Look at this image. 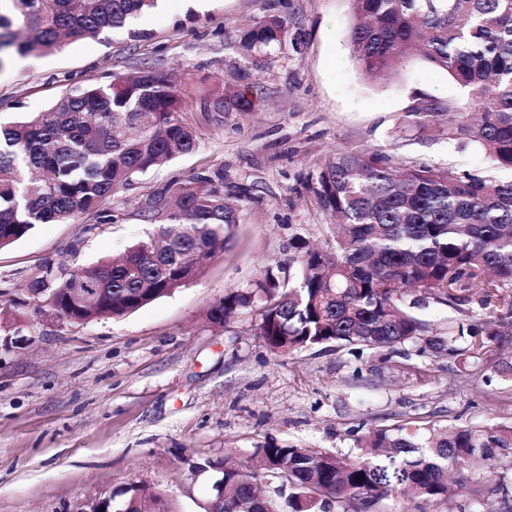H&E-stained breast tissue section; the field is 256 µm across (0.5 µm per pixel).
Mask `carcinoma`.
<instances>
[{"label":"carcinoma","mask_w":512,"mask_h":512,"mask_svg":"<svg viewBox=\"0 0 512 512\" xmlns=\"http://www.w3.org/2000/svg\"><path fill=\"white\" fill-rule=\"evenodd\" d=\"M0 11V50L41 55L65 42L95 38L127 26L157 0H8ZM349 38L357 64L374 78L419 57L448 72L468 91L475 119L448 118V139L482 148L497 169L512 171V0H355ZM302 34L290 20L264 12L234 28L241 88L213 95L216 112L248 110L253 72ZM179 91L166 75L145 67L134 76L77 87L48 108L0 125V249L40 224H65L94 213L117 215L99 204L162 161L191 153L194 131L181 123ZM314 199L333 220L324 247L291 238L288 267L266 268L246 288H231L208 311L225 326L260 308L259 337L276 354L333 347L405 357L448 356L463 365L489 360L512 347V180L479 176L453 166L397 168L378 152L339 151L318 169ZM255 187L224 195V170L203 171L156 187L139 216L154 235L123 254L78 273L41 267L28 280L37 294L52 288L65 301L70 288H110L114 318L133 313L197 278L224 251ZM477 300L481 316L443 332L420 310ZM356 458L295 445H266L257 464L227 455L198 466L224 468V499L203 512H244L252 485L269 481L252 512H316L334 504L343 512H380L394 493L416 503L464 497L479 512H512V485L485 491L465 475L480 454L491 467L512 472V424L492 429L400 421L374 431ZM154 498L178 512L159 491L137 488L112 499L110 512H141ZM466 506V507H468ZM460 506L461 512H466Z\"/></svg>","instance_id":"cac0c4a2"}]
</instances>
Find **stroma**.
I'll list each match as a JSON object with an SVG mask.
<instances>
[{
	"label": "stroma",
	"instance_id": "stroma-1",
	"mask_svg": "<svg viewBox=\"0 0 512 512\" xmlns=\"http://www.w3.org/2000/svg\"><path fill=\"white\" fill-rule=\"evenodd\" d=\"M289 15L303 34L253 78L249 112H208L233 83L236 54L225 34L265 9ZM353 0H184L123 29L40 57L0 56V121L23 119L68 90L155 67L176 82L179 120L192 153L154 167L102 207L116 221L83 215L41 224L0 250V323L19 322L18 346L0 330V512H88L92 503L144 485L180 512H202L208 475L193 463L245 459L272 443L356 456L358 442L399 420L490 428L512 423V375L487 366L461 377L458 362L303 349L271 353L258 311L228 326L209 323L225 289L242 288L266 265L287 263L302 234L322 243L327 218L311 192L317 169L339 151H376L395 162L473 173L489 162L476 144L448 140V109L467 93L447 71L418 58L367 78L348 33ZM432 108L425 127L416 110ZM223 168L224 188L257 185L232 241L203 274L118 319L70 323L38 307L27 283L40 266L70 270L112 258L153 232L138 214L155 187Z\"/></svg>",
	"mask_w": 512,
	"mask_h": 512
}]
</instances>
